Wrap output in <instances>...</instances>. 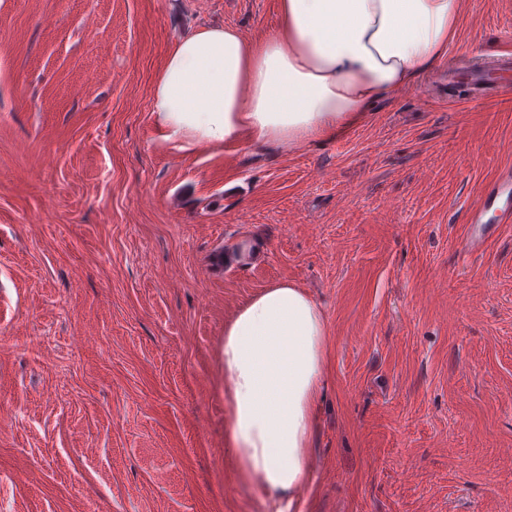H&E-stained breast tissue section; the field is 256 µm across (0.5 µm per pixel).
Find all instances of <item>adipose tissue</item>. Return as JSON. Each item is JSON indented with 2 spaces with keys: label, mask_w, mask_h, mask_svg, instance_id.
I'll return each instance as SVG.
<instances>
[{
  "label": "adipose tissue",
  "mask_w": 512,
  "mask_h": 512,
  "mask_svg": "<svg viewBox=\"0 0 512 512\" xmlns=\"http://www.w3.org/2000/svg\"><path fill=\"white\" fill-rule=\"evenodd\" d=\"M460 9L461 0H279L274 32L194 29L166 56L152 123L187 154L334 138L445 58ZM326 336L318 304L287 280L262 288L224 326L225 436L241 482L280 504H292L310 474Z\"/></svg>",
  "instance_id": "ef3b65f1"
}]
</instances>
